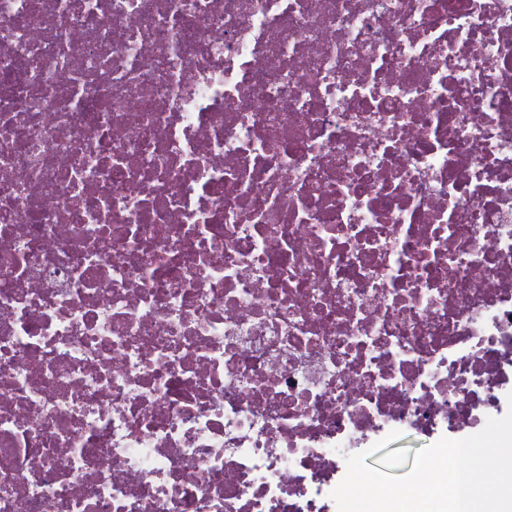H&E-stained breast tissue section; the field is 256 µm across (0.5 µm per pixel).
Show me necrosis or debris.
Instances as JSON below:
<instances>
[{
    "instance_id": "obj_1",
    "label": "necrosis or debris",
    "mask_w": 512,
    "mask_h": 512,
    "mask_svg": "<svg viewBox=\"0 0 512 512\" xmlns=\"http://www.w3.org/2000/svg\"><path fill=\"white\" fill-rule=\"evenodd\" d=\"M512 392V0H0V512H338ZM422 448L414 442L394 445L373 454L367 464L392 475H404L413 465L414 453Z\"/></svg>"
}]
</instances>
